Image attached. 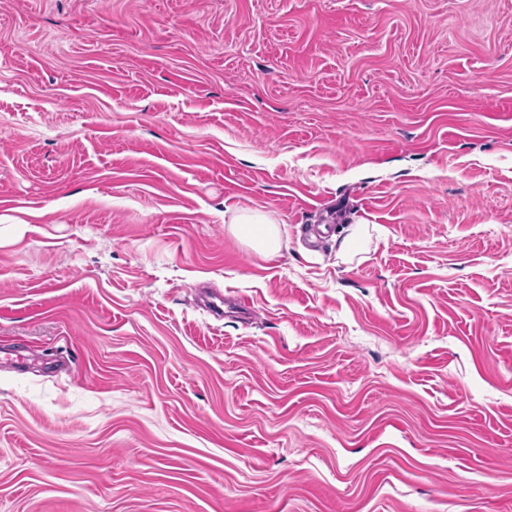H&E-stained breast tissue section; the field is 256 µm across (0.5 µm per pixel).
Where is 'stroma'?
Masks as SVG:
<instances>
[{
  "label": "stroma",
  "instance_id": "35a3bbf8",
  "mask_svg": "<svg viewBox=\"0 0 512 512\" xmlns=\"http://www.w3.org/2000/svg\"><path fill=\"white\" fill-rule=\"evenodd\" d=\"M0 512H512V0H0ZM229 229L235 237L252 246L255 252L266 258L277 255L286 233L285 225L276 224L259 211H245L234 215Z\"/></svg>",
  "mask_w": 512,
  "mask_h": 512
}]
</instances>
